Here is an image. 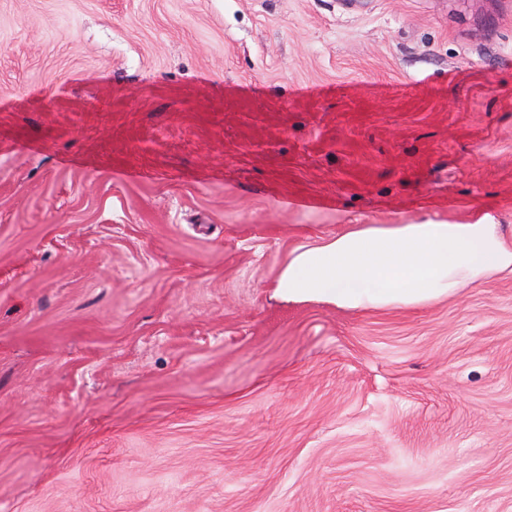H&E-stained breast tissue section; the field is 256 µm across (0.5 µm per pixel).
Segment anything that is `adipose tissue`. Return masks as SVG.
<instances>
[{
  "label": "adipose tissue",
  "instance_id": "obj_1",
  "mask_svg": "<svg viewBox=\"0 0 512 512\" xmlns=\"http://www.w3.org/2000/svg\"><path fill=\"white\" fill-rule=\"evenodd\" d=\"M506 272L512 273V244L502 226L486 217L357 224L298 247L282 267L272 296L353 312L426 306Z\"/></svg>",
  "mask_w": 512,
  "mask_h": 512
}]
</instances>
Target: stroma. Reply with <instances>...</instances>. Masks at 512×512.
Listing matches in <instances>:
<instances>
[{
    "label": "stroma",
    "instance_id": "1",
    "mask_svg": "<svg viewBox=\"0 0 512 512\" xmlns=\"http://www.w3.org/2000/svg\"><path fill=\"white\" fill-rule=\"evenodd\" d=\"M483 215L512 0H0V512H512L511 274L270 297ZM502 226L487 217L354 224L335 238L298 247L282 267L272 296L353 312L427 306L460 288L512 273V244Z\"/></svg>",
    "mask_w": 512,
    "mask_h": 512
}]
</instances>
